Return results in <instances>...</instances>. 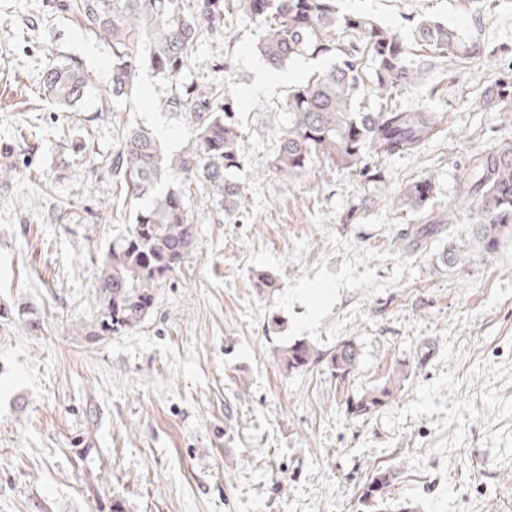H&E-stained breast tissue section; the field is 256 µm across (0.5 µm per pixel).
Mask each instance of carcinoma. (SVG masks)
I'll use <instances>...</instances> for the list:
<instances>
[{
	"label": "carcinoma",
	"mask_w": 512,
	"mask_h": 512,
	"mask_svg": "<svg viewBox=\"0 0 512 512\" xmlns=\"http://www.w3.org/2000/svg\"><path fill=\"white\" fill-rule=\"evenodd\" d=\"M263 29L259 55L273 68L296 56H332L335 62L288 90L282 128L270 169L293 181L318 164L366 182L383 180L374 159L419 151L443 124L445 114L399 104L403 90L423 83L426 71L411 45L450 62L466 58L478 45L438 21H421L413 43L365 13L337 10L336 0H231ZM65 7L112 48L114 98L131 95L143 66L175 85L167 106L186 115L192 142L183 152H166L146 127L126 129L110 163L113 181L133 200L147 203L133 211L132 223L112 238L101 261L100 305L81 335L93 340L139 328L154 312L164 287L192 251L195 225L187 201L192 194L222 207L232 218L239 211L245 166L239 125L229 117L222 85L181 88L180 75L193 49L216 34L224 0H66ZM508 72L484 93L482 106L512 112V62ZM43 94L58 106L74 107L92 88L74 60L45 70ZM434 184L423 177L392 198L394 211H418L433 196ZM456 212L471 221L482 256L512 239V147L492 148L469 162L459 188ZM464 249L442 256L450 268L470 262ZM326 362L345 414L365 419L395 400L413 367L406 364L379 386L353 390L360 361L354 340H341L327 353L306 342L285 346L278 354L288 371Z\"/></svg>",
	"instance_id": "cac0c4a2"
}]
</instances>
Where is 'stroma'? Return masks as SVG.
Returning a JSON list of instances; mask_svg holds the SVG:
<instances>
[{
  "label": "stroma",
  "mask_w": 512,
  "mask_h": 512,
  "mask_svg": "<svg viewBox=\"0 0 512 512\" xmlns=\"http://www.w3.org/2000/svg\"><path fill=\"white\" fill-rule=\"evenodd\" d=\"M338 8L406 37L439 20L480 44L462 63L433 59L425 85L401 96L445 112L439 133L420 152L379 159L381 189L325 166L279 178L268 164L284 99L330 60L265 68L259 25L237 17L198 46L181 83H220L230 98L247 160L239 214L190 201L195 248L154 313L91 341L76 327L99 309L98 261L132 220L108 170L121 131L147 127L179 153L192 127L150 68L113 99L110 47L63 0H0V166L17 170L0 183V512H112L116 500L125 512H512V240L451 269L440 261L449 245L476 248L470 224L428 228L472 156L512 145V116L480 104L491 56L512 57V0ZM64 59L92 79L74 108L40 93ZM425 176L427 206L393 213L391 197ZM259 271L272 292L254 287ZM342 339L360 347L354 390L413 366L365 419L346 416L325 363L289 372L278 361L292 343ZM379 472L392 483L373 506L363 493Z\"/></svg>",
  "instance_id": "1"
}]
</instances>
